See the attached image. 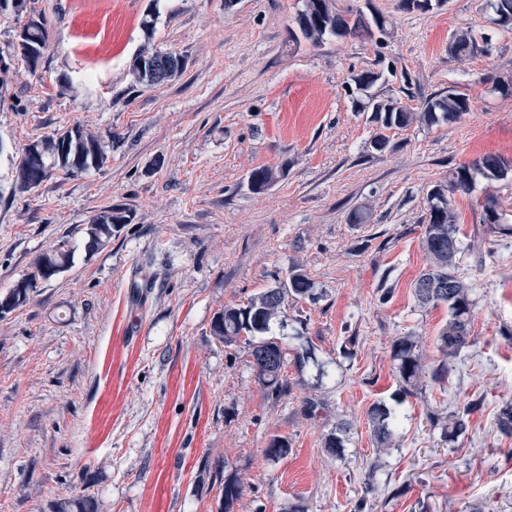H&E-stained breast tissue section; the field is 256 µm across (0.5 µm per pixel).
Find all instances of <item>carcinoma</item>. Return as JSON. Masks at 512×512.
Listing matches in <instances>:
<instances>
[{"mask_svg": "<svg viewBox=\"0 0 512 512\" xmlns=\"http://www.w3.org/2000/svg\"><path fill=\"white\" fill-rule=\"evenodd\" d=\"M0 6V14H10L19 21L16 34V51L25 62L28 72L36 75L38 67L49 46V26L46 16L35 7L36 0H20L22 9L8 5ZM441 0H398V9L406 12H428L432 3ZM482 8L493 13L492 23L505 31H512V0H484ZM301 37L317 46L328 38L373 37L374 32L391 34L393 20L381 9L372 6L368 12L343 9L338 0H302V7L294 17ZM490 40L477 37L469 29L454 31L448 39V57L460 60L477 52L489 51ZM185 58L174 52H162L149 45L143 46L129 64L130 88L154 87L182 74ZM357 93L354 105L360 112L371 113V121L378 124L381 132L371 141L374 150L383 152L390 146L385 135L388 130H402L419 122L426 125L457 122L471 111L468 95L452 90L445 95L424 100L421 111L412 112L393 97H381L374 88L385 82L384 72L364 70L353 76ZM107 156L101 138L78 124L65 127L45 135L28 144L12 172V193L24 194L36 189L60 170L75 176L103 166ZM512 170V160L497 155H484L469 164L458 165L448 170V178L433 186L427 193V214L423 243L428 263L412 285L413 294L421 305L448 308V321L437 336V349L441 355L437 364L425 362L420 337L411 334L395 338L391 344L392 358L396 362V374L400 382L399 401L418 395L425 383L442 382L454 371V360L472 343L473 302L471 284L459 276L456 269L463 254L460 216L453 202V195L467 193L477 179L485 182L484 200L480 214V226L470 252L483 258L485 232L512 235V225L496 222L494 217H503L501 203L494 191V184L503 179V173ZM286 167L269 165L251 170L248 184L252 190L261 192L285 175ZM134 220L133 212L121 205L102 208L88 224L87 248L90 250L106 246L112 237L126 224ZM73 263V251L58 244L41 253L33 262V271L18 280L9 291L0 296V317L26 305L38 283L49 282L67 271ZM314 283L300 265L288 270L287 278L276 280L275 286L267 288L249 299L245 304L226 305L216 313L211 324L212 335L226 345L244 339L253 357L252 367L267 398L277 402L291 394L285 369L293 364L299 371L305 367L311 348L301 346L290 349L270 337L272 325L282 312L288 299L300 301L313 298ZM481 405V400L468 401L461 409L445 418L442 424L444 438L454 439L464 434L470 424V415ZM373 424V436L378 451L389 448L395 438L399 418L383 403H376L368 410ZM500 434L512 437V404L500 410L496 418ZM349 423L340 419L336 430L323 441L325 451L331 456H340L345 448ZM291 443L288 438L273 436L268 443L266 455L274 460L288 456ZM246 491V484L237 475L224 476L221 489L222 512H233L235 504ZM57 512H96L95 504L85 497L60 503Z\"/></svg>", "mask_w": 512, "mask_h": 512, "instance_id": "obj_1", "label": "carcinoma"}]
</instances>
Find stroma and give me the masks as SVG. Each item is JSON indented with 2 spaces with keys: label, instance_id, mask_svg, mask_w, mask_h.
I'll return each mask as SVG.
<instances>
[{
  "label": "stroma",
  "instance_id": "1",
  "mask_svg": "<svg viewBox=\"0 0 512 512\" xmlns=\"http://www.w3.org/2000/svg\"><path fill=\"white\" fill-rule=\"evenodd\" d=\"M398 0H340L391 13L393 34L292 43L299 0H38L50 43L37 74L13 49L18 22L0 15V294L60 242L73 266L40 283L27 305L0 319V512H55L90 497L98 512H220L222 479L248 488L234 512H512V438L495 416L512 403V238L493 256L463 254L458 273L474 300L473 345L450 377L397 402L395 337L420 336L428 363L448 319L420 305L412 284L427 264L428 191L450 168L486 154L512 158V96L487 75L512 78V33L490 23L478 0H446L400 12ZM157 7L152 37L142 15ZM486 33L493 48L448 56L452 32ZM176 52L183 73L128 89V65L144 45ZM384 70L380 94L410 109L455 90L471 110L459 121L389 131L354 109L353 75ZM73 92L59 94L56 80ZM79 124L103 136L104 166L55 174L11 195L8 177L25 145ZM286 166L266 191L248 186L260 165ZM120 203L135 219L88 250L86 228ZM372 220L352 224V209ZM315 284L314 299L288 302L272 333L313 359L288 367L292 393L265 398L244 342L224 345L211 322L224 306L274 286L291 265ZM149 288L133 292V282ZM388 282L393 297L380 304ZM358 336L352 353L343 341ZM318 395L327 415L304 418ZM472 398L482 405L467 432L445 440L430 416ZM401 418L395 448L374 460L369 407ZM350 424L341 456L322 446L337 419ZM288 437L287 457L265 453Z\"/></svg>",
  "mask_w": 512,
  "mask_h": 512
}]
</instances>
